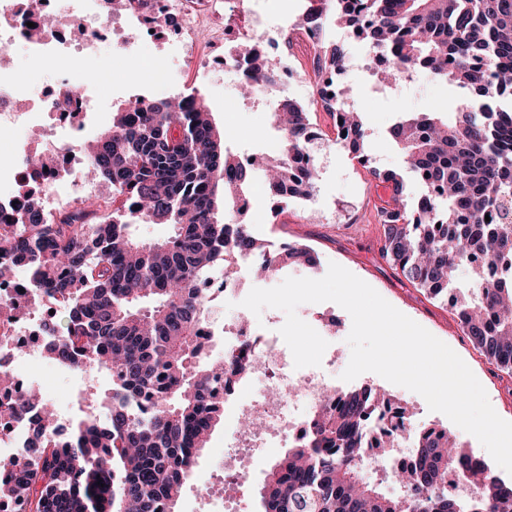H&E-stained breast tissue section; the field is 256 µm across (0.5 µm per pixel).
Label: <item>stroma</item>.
I'll return each mask as SVG.
<instances>
[{"label":"stroma","mask_w":512,"mask_h":512,"mask_svg":"<svg viewBox=\"0 0 512 512\" xmlns=\"http://www.w3.org/2000/svg\"><path fill=\"white\" fill-rule=\"evenodd\" d=\"M324 26L326 41L341 43L347 50L349 67L341 76L348 89L345 100L363 116L372 146L373 166L397 171L406 182L408 194L415 198L422 196L425 189L407 168L404 154L392 140L389 130L401 114L451 108L461 102L463 92L446 88L422 73L415 75L413 83L401 82L385 91H376L356 67L358 57L366 50L365 45L354 39L346 28L338 26L334 18H325ZM286 55L292 69L289 97L309 109L315 126L326 139H335L333 121L317 96L311 69L313 54L302 36H294ZM90 57L96 62L98 72L95 82L86 90L91 98L88 117L75 124L59 125L61 142L96 138L111 126L113 110L131 97L173 99L192 92L205 98L218 126L232 131L229 146L233 153L272 154L281 148V135L274 124L270 102L241 99L239 75L224 71L223 67L187 66L174 36L157 43L133 42L130 52L117 58L112 55L111 41L106 40L95 45ZM146 60L160 70L162 82H154L142 73L141 65ZM316 173V186L310 200L285 201L276 209L266 196L264 176H256L252 181L256 203L245 216V223L250 224L258 238L272 241L285 237L310 245L317 263L311 268L288 266L263 281L255 279L252 273H243L240 276L243 291L259 285L271 288L289 277L319 279L326 275L330 263H338L450 346L481 382L496 413L512 421V375L491 364L468 337L458 335L457 318L447 301L430 298L415 288L383 258L381 226L376 214L382 201L389 198V190L378 183L368 169L336 148L318 156ZM297 314L327 341L329 350L336 353L337 371H344L351 354L346 342L352 327L350 315L330 301L300 305ZM39 372L45 379L49 404L68 408L75 417L80 416L82 403L74 399V392L101 399L111 388L110 378L103 371L86 376L78 371L43 365ZM355 383L370 384L394 395L407 405L416 427L449 429L453 426L444 414L430 411L421 395L392 384L378 374L363 373ZM234 470L233 451L224 445V429L216 427L208 448L197 461L194 481L202 488L232 475Z\"/></svg>","instance_id":"1"}]
</instances>
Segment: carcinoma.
<instances>
[{
    "label": "carcinoma",
    "mask_w": 512,
    "mask_h": 512,
    "mask_svg": "<svg viewBox=\"0 0 512 512\" xmlns=\"http://www.w3.org/2000/svg\"><path fill=\"white\" fill-rule=\"evenodd\" d=\"M336 23L352 29L389 58L394 84L412 66L444 85L467 91L455 120L436 112L410 113L389 131L410 170L424 185L418 200L406 195L392 170L369 168L391 188L377 209L382 256L414 287L448 299L473 345L512 374V0H333ZM242 98L261 94L275 72L265 53L244 47ZM338 45L314 54L313 71L345 64ZM343 102L323 104L337 136L366 165L368 135ZM283 147L272 162L240 159L225 148L220 128L198 95L129 99L112 125L80 145L85 167L112 193L47 216L39 196L0 212V281L27 269L31 298L45 296L67 312L60 342L48 358L78 369L94 363L112 376L105 396L109 416L100 423L75 419L58 438L43 430L55 419L43 406L33 428L32 458L0 471V504L20 512H177L201 451L223 418L213 385L224 362L205 353L200 327L208 307L197 283L225 261L230 239L238 251L261 257L263 245L248 225L233 222L236 198L259 168H272L270 199L286 191L292 164L313 128L310 113L284 97L273 113ZM226 205L219 208L218 198ZM490 221H485V217ZM139 219L169 224L172 234L144 242ZM302 243L258 264L272 274L282 266L312 265ZM465 268L471 284H456ZM40 400L0 396V430ZM396 407L399 425L415 432L411 462L394 469L403 494H382L359 468L371 447L370 420ZM468 483L481 478L478 495H448V473ZM262 512H512V480L448 429H419L380 390L337 391L309 421L300 448L288 451L266 474Z\"/></svg>",
    "instance_id": "cac0c4a2"
}]
</instances>
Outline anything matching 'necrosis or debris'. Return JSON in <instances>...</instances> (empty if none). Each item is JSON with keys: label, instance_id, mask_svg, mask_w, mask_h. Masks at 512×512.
I'll return each instance as SVG.
<instances>
[{"label": "necrosis or debris", "instance_id": "obj_1", "mask_svg": "<svg viewBox=\"0 0 512 512\" xmlns=\"http://www.w3.org/2000/svg\"><path fill=\"white\" fill-rule=\"evenodd\" d=\"M68 24L47 35L39 28L40 12H26L18 0H0V49L23 46L27 54L38 61L63 62L74 28H82L85 43L93 44L113 27L112 14L102 0H72L66 9ZM127 18L151 17L175 30L183 49L184 60L194 63L201 32L211 36L225 34L230 42L274 44L275 38L265 24L263 11L251 0H134ZM34 75L0 72V131L22 124L39 125L44 111L56 112L66 93L68 82L55 84L51 95L41 96ZM34 146L21 142L14 148L6 172L0 173V209H16L24 193L34 190L48 198L50 215L75 206L77 193L65 195L56 190L60 177L80 161L78 150L56 153L51 171L36 175L25 160ZM16 304L12 318L11 339L0 343V372L13 381L12 396L29 390L44 392L42 378L35 373L48 347L58 338L47 320L24 315L28 298L17 297L14 289L1 288L0 302ZM201 332L205 350H212L216 340H223L225 353L241 358L251 367L248 377L226 369L215 394L216 400L232 396L235 407L229 417V429L234 436L240 466L234 482L225 488L208 486L205 497L219 500L226 512H235L237 489L251 480L249 460L254 448L270 447L275 439L288 440L292 445L303 444L308 436V420L335 392L336 363L326 360L317 367L295 368L288 346L282 337L258 333L251 324L234 323L224 326L205 321ZM41 415L40 405L28 407L26 414L11 421L0 434V469L9 471L23 463L25 449L35 423ZM252 420L251 431L241 427L243 420Z\"/></svg>", "mask_w": 512, "mask_h": 512}]
</instances>
